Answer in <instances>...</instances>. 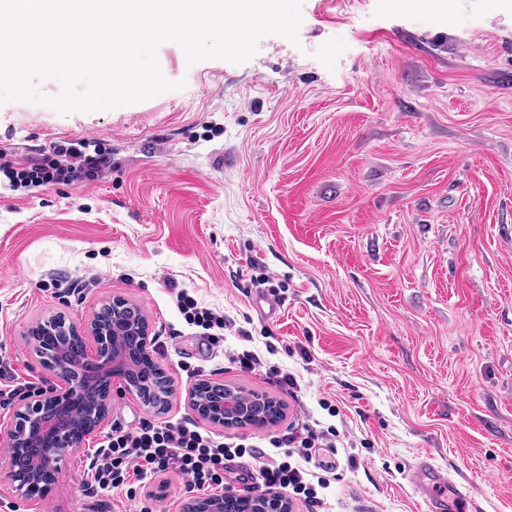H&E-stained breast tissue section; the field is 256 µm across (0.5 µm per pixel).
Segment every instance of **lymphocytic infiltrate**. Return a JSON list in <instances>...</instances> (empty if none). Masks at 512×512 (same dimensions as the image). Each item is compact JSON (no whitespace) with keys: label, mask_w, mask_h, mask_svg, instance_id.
<instances>
[{"label":"lymphocytic infiltrate","mask_w":512,"mask_h":512,"mask_svg":"<svg viewBox=\"0 0 512 512\" xmlns=\"http://www.w3.org/2000/svg\"><path fill=\"white\" fill-rule=\"evenodd\" d=\"M89 147V140L84 138L65 145H52L33 165L8 168L9 182L14 187H27L84 181L109 164L104 153H90ZM175 301L187 324L200 327L213 337L223 330V314L201 306L187 289H179ZM235 447V442L218 440L195 428H174L143 421L138 426L119 429L102 446L106 461L96 470L94 481L98 486L116 489L128 483L132 473L144 476L175 468L191 478L197 487L220 486L224 483V462ZM253 456L260 461L255 479L264 491L289 490L312 500L318 489L326 485L325 477L290 461H263L259 450L254 451Z\"/></svg>","instance_id":"lymphocytic-infiltrate-1"}]
</instances>
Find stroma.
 <instances>
[{"label": "stroma", "mask_w": 512, "mask_h": 512, "mask_svg": "<svg viewBox=\"0 0 512 512\" xmlns=\"http://www.w3.org/2000/svg\"><path fill=\"white\" fill-rule=\"evenodd\" d=\"M298 43L270 35L248 62L187 64L186 86L68 116L0 105V163L90 138L111 163L92 181L10 189L0 172V358L59 386L27 331L138 305L175 394L161 414L131 393L59 464L44 496L6 480L13 406H0V512H180L197 487L170 469L92 487L114 429L191 422L267 448L303 426L335 474L326 512H429L407 473L427 452L483 501L512 512V0H303ZM266 276L278 318L254 308ZM223 311L209 342L173 301ZM262 361L242 372L233 355ZM299 383L280 386L270 366ZM283 403L262 429L223 428L189 402L186 375Z\"/></svg>", "instance_id": "35a3bbf8"}]
</instances>
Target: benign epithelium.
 I'll return each mask as SVG.
<instances>
[{"label":"benign epithelium","mask_w":512,"mask_h":512,"mask_svg":"<svg viewBox=\"0 0 512 512\" xmlns=\"http://www.w3.org/2000/svg\"><path fill=\"white\" fill-rule=\"evenodd\" d=\"M28 335L66 336L74 348L57 352L35 345L39 363L66 381L65 389L49 387L19 401L14 419L7 430V477L23 496L37 494L38 488L48 492L56 475L43 480L35 461L48 458L59 462L69 451L82 446L86 435L97 428L112 406L111 378L118 377L123 389L137 396L156 412L161 411V399L173 395L172 378L162 368L157 377L145 382L137 377L135 360L151 358L147 350L148 323L142 311L126 299L114 296L95 311L86 323L78 325L64 314H57L31 326ZM96 343L95 356L88 357L86 337ZM210 394L202 404L197 395ZM195 411L219 426L247 427L265 423V414L276 409L271 398L255 394L246 405L227 398L224 384L208 381L190 392ZM222 497L191 496L182 504L181 512H223ZM260 512H288L285 501L276 494H264Z\"/></svg>","instance_id":"7a95c632"}]
</instances>
